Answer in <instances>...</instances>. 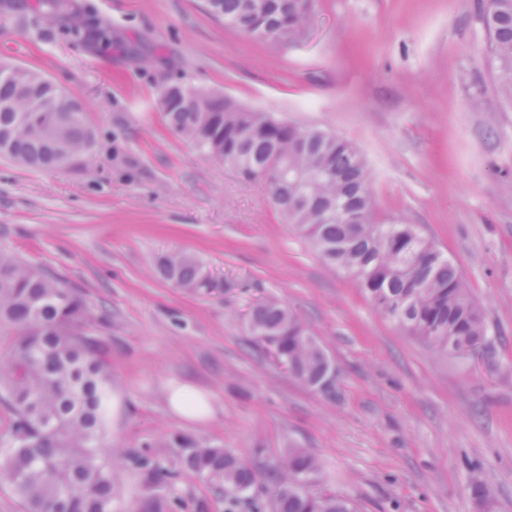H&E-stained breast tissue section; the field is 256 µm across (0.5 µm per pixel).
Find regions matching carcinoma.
<instances>
[{
    "instance_id": "cac0c4a2",
    "label": "carcinoma",
    "mask_w": 512,
    "mask_h": 512,
    "mask_svg": "<svg viewBox=\"0 0 512 512\" xmlns=\"http://www.w3.org/2000/svg\"><path fill=\"white\" fill-rule=\"evenodd\" d=\"M206 0L224 25L260 40L292 36L305 26L312 0ZM39 15L62 19L61 35L78 41L100 29L73 0H36ZM487 63L501 95L512 100V0H486ZM170 128L196 148L232 166L247 180H264L274 204L329 266L350 276L384 317L423 342L459 353L487 340L481 307L455 262L405 219L381 224L366 160L356 143L334 133L247 110L211 95L186 97L178 85L159 96ZM93 132L83 106L40 73L0 62V155L32 169H55L89 149ZM165 279L205 288L192 258H162ZM90 311L60 278L0 251V329L15 346L0 363V407L8 426L0 434V486L25 512H114L118 495L105 437L115 391L88 336ZM250 333L305 386L336 396L328 357L288 307L270 299L252 308ZM184 468L215 477L233 501L257 482L234 451L181 434ZM156 487L175 477L144 455L130 457ZM317 459L302 448L279 458L270 493L273 512H356L350 499L313 490Z\"/></svg>"
}]
</instances>
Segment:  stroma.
Returning a JSON list of instances; mask_svg holds the SVG:
<instances>
[{
    "mask_svg": "<svg viewBox=\"0 0 512 512\" xmlns=\"http://www.w3.org/2000/svg\"><path fill=\"white\" fill-rule=\"evenodd\" d=\"M100 38L63 39L35 0H0V58L80 97L95 139L55 170L0 157V250L87 301V334L112 374L106 440L117 512H142L148 456L178 477L168 512H226L224 484L180 470L174 433L234 449L266 500L288 446L314 488L357 512H512V105L486 63L484 0H314L298 37L257 42L203 0H80ZM354 141L378 221L420 225L459 267L489 343L451 354L381 316L273 205L267 183L199 153L158 106L173 83ZM192 257L205 288L163 278ZM286 304L336 366L335 398L305 387L251 336L257 301ZM188 385L212 416L177 414ZM251 499L235 512H253Z\"/></svg>",
    "mask_w": 512,
    "mask_h": 512,
    "instance_id": "obj_1",
    "label": "stroma"
}]
</instances>
